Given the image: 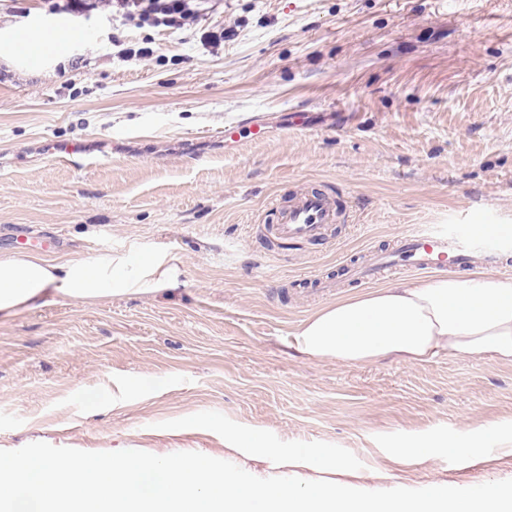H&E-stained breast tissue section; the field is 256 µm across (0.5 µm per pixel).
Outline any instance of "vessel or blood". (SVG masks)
Here are the masks:
<instances>
[{
  "label": "vessel or blood",
  "instance_id": "b4317fda",
  "mask_svg": "<svg viewBox=\"0 0 512 512\" xmlns=\"http://www.w3.org/2000/svg\"><path fill=\"white\" fill-rule=\"evenodd\" d=\"M268 134L267 124L255 117L244 125H225L219 136L225 146L234 148L243 140H262ZM270 207L279 213L276 235L284 243H329L328 230L340 219L335 201L320 190L302 192L284 205L271 201ZM505 255V246L495 235L462 226L430 225L401 235L393 248L376 254L369 266L349 265L345 271L360 284L389 272L467 270L476 263L486 269L504 271L508 268Z\"/></svg>",
  "mask_w": 512,
  "mask_h": 512
}]
</instances>
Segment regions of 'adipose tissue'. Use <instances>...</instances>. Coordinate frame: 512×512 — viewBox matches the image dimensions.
<instances>
[{"label":"adipose tissue","instance_id":"1","mask_svg":"<svg viewBox=\"0 0 512 512\" xmlns=\"http://www.w3.org/2000/svg\"><path fill=\"white\" fill-rule=\"evenodd\" d=\"M141 284L153 292L178 287V271L154 252L131 275L123 258L109 254L93 263H57L19 251L0 257V321L53 296L92 304ZM290 344L303 355L351 365L383 358L423 364L442 354L512 364V277L442 275L360 291L299 322Z\"/></svg>","mask_w":512,"mask_h":512}]
</instances>
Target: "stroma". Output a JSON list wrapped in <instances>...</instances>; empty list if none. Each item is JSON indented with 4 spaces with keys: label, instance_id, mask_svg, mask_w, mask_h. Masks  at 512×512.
Instances as JSON below:
<instances>
[{
    "label": "stroma",
    "instance_id": "obj_1",
    "mask_svg": "<svg viewBox=\"0 0 512 512\" xmlns=\"http://www.w3.org/2000/svg\"><path fill=\"white\" fill-rule=\"evenodd\" d=\"M75 35L19 66L0 56V253L136 269L166 256L184 285L0 322V449L224 458V440L161 422L215 410L285 441L340 445L366 490L512 479V365L448 356L346 365L289 333L353 293L317 292L427 224L512 237V0H207L191 30L137 27L47 0L16 23ZM232 27L217 46L206 32ZM150 47L152 59L120 50ZM251 116L266 140L216 136ZM78 146L91 163L54 155ZM321 189L354 220L330 244L267 245L274 197ZM479 440L459 460L449 449ZM413 441L428 460L399 463Z\"/></svg>",
    "mask_w": 512,
    "mask_h": 512
}]
</instances>
